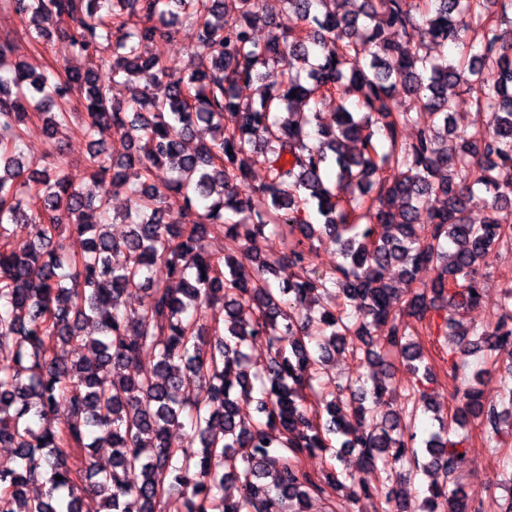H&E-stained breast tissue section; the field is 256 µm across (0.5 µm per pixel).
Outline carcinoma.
<instances>
[{
    "label": "carcinoma",
    "mask_w": 512,
    "mask_h": 512,
    "mask_svg": "<svg viewBox=\"0 0 512 512\" xmlns=\"http://www.w3.org/2000/svg\"><path fill=\"white\" fill-rule=\"evenodd\" d=\"M4 3L33 47L63 38L86 64L40 70L0 36V447L18 459L0 470V512H81L83 493L101 500L99 512H130V497L137 512H284L287 503L305 512L320 482L354 477L334 466L313 476L302 459L328 453L340 462L353 451L384 475L353 499L402 512L405 488L391 474L409 463L448 477L429 485L422 512H475L455 477L468 441L458 430L475 421L498 433L512 418V384L490 401L472 384L456 389L450 417L423 440V463L401 413L375 411L394 391L390 352L415 380L409 416L429 406L418 386L429 366L397 303L419 320L441 303L477 306L479 262L512 235V29L497 23L512 0H361L350 14L338 0H281L304 27L263 42L256 28L276 26L263 0ZM179 21L197 30L183 69L161 51ZM475 26L477 49L467 42ZM450 48L458 58L448 59ZM103 67L112 82L101 80ZM143 71L157 92L139 88ZM253 83L262 85L257 102L239 94ZM459 86L489 115L485 131L462 129L451 93ZM75 90L81 112L70 108ZM398 94L408 101L402 110ZM327 103L332 126L320 122ZM416 112L429 121L404 142ZM34 116L58 150L74 128L88 140L82 175L97 192L84 191L62 160L27 175L19 146ZM114 128L128 143L118 159L106 148ZM203 130L212 140L189 149ZM450 133L459 139L451 153ZM163 166L170 176L158 184ZM117 191L129 201L122 239L107 223ZM478 191L487 213L476 220ZM433 194L445 204L422 226ZM10 224L30 225L33 239L16 246ZM214 232L224 235L222 254L208 249ZM266 234L278 246L242 273L247 243ZM324 235L342 258L331 273L272 285L277 268L313 264L311 241ZM73 236L82 251L68 249ZM423 270L433 276L412 288ZM137 289L146 301L132 309L126 296ZM374 328L384 350L354 344ZM456 336L454 378L473 353L512 346V285L494 324ZM257 339L269 358L252 373L245 348ZM62 347L77 357L58 355ZM345 349L355 375L314 387L319 366ZM145 353L150 370L139 365ZM185 428L183 446L172 436ZM102 443L112 448L105 464L93 452ZM228 481L238 497L224 495Z\"/></svg>",
    "instance_id": "carcinoma-1"
}]
</instances>
